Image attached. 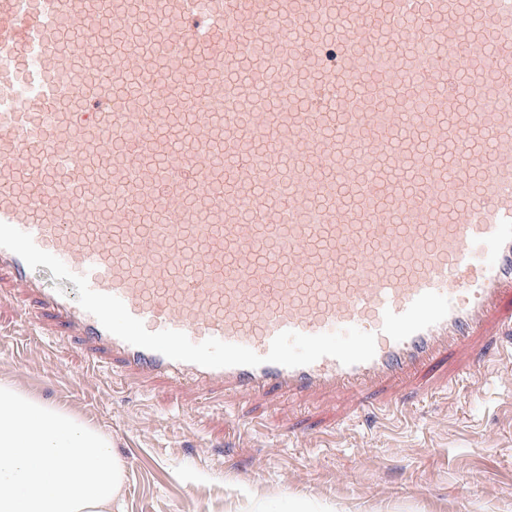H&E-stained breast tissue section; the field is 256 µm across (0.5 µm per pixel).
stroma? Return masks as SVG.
<instances>
[{
	"instance_id": "stroma-1",
	"label": "stroma",
	"mask_w": 512,
	"mask_h": 512,
	"mask_svg": "<svg viewBox=\"0 0 512 512\" xmlns=\"http://www.w3.org/2000/svg\"><path fill=\"white\" fill-rule=\"evenodd\" d=\"M0 292V381L106 433L124 512H512V371L448 362L433 398L409 387L382 418L347 399L200 397L134 380L72 339L29 335Z\"/></svg>"
}]
</instances>
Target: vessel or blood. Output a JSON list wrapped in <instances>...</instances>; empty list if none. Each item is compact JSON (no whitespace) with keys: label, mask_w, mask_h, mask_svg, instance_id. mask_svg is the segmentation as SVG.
<instances>
[{"label":"vessel or blood","mask_w":512,"mask_h":512,"mask_svg":"<svg viewBox=\"0 0 512 512\" xmlns=\"http://www.w3.org/2000/svg\"><path fill=\"white\" fill-rule=\"evenodd\" d=\"M0 222L152 332L376 336L350 366L174 361L0 248V286L136 377L386 408L448 354L511 364L512 0H0Z\"/></svg>","instance_id":"vessel-or-blood-1"}]
</instances>
